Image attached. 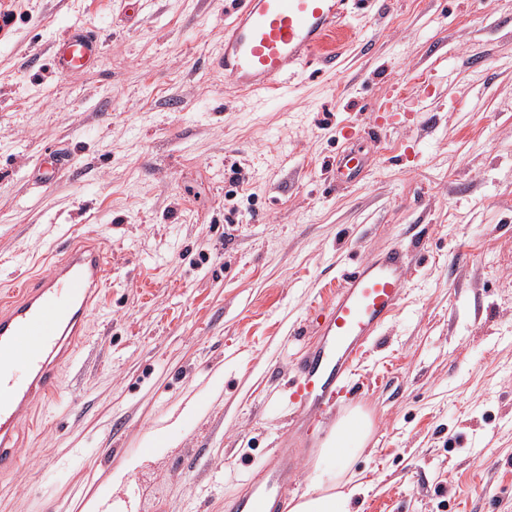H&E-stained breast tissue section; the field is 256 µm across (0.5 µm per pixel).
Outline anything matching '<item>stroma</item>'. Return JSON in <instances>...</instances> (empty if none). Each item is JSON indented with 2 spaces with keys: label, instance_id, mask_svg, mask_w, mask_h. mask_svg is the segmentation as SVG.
<instances>
[{
  "label": "stroma",
  "instance_id": "35a3bbf8",
  "mask_svg": "<svg viewBox=\"0 0 512 512\" xmlns=\"http://www.w3.org/2000/svg\"><path fill=\"white\" fill-rule=\"evenodd\" d=\"M3 13L0 298L79 236L104 245L112 283L25 428L22 467L0 475V512H81L94 495L112 512H225L295 425L294 327L412 225L401 307L354 368L350 404L374 424L354 505L512 512V0H386L349 19L335 74L287 78L261 105L210 66L230 0H0ZM71 23L103 50L60 74L47 61ZM390 107L368 175L326 190L339 128ZM52 152L69 169L32 185Z\"/></svg>",
  "mask_w": 512,
  "mask_h": 512
}]
</instances>
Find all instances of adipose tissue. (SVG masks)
<instances>
[{
	"instance_id": "adipose-tissue-1",
	"label": "adipose tissue",
	"mask_w": 512,
	"mask_h": 512,
	"mask_svg": "<svg viewBox=\"0 0 512 512\" xmlns=\"http://www.w3.org/2000/svg\"><path fill=\"white\" fill-rule=\"evenodd\" d=\"M371 433V420L360 409L347 410L337 418L321 446V455L329 459V466L317 470L313 491L292 497L289 512H353L350 468L366 448Z\"/></svg>"
}]
</instances>
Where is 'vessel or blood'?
<instances>
[{
	"mask_svg": "<svg viewBox=\"0 0 512 512\" xmlns=\"http://www.w3.org/2000/svg\"><path fill=\"white\" fill-rule=\"evenodd\" d=\"M375 0H239L234 21L224 28V54L215 65L234 91L272 92L286 76L335 72L329 42L351 14L370 10ZM102 41L86 26H67L50 53L55 71L92 66ZM365 159L355 149L336 157L340 185L356 183ZM70 166L50 154L33 179L50 184ZM64 256L41 276L26 278L20 295L0 302V473L22 465L21 431L34 405L56 394L61 369L87 334L98 298L111 276L103 247L63 243ZM410 281L402 245L351 266L331 304L315 311L309 342L294 364L290 394L297 423L307 439L320 433L342 399L354 396L352 367L368 343L380 336L399 309ZM300 473L294 449L279 448L242 489L227 499L226 512H288Z\"/></svg>",
	"mask_w": 512,
	"mask_h": 512,
	"instance_id": "obj_1",
	"label": "vessel or blood"
}]
</instances>
